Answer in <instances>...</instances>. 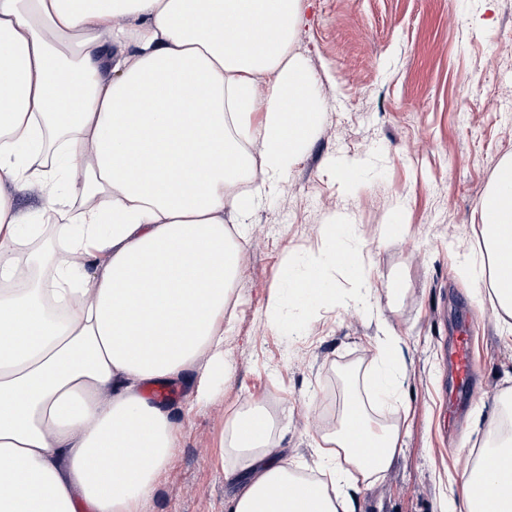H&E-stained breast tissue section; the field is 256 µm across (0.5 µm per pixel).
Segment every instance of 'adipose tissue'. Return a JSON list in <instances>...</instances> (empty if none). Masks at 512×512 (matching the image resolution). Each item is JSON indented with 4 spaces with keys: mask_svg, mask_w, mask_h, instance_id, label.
Instances as JSON below:
<instances>
[{
    "mask_svg": "<svg viewBox=\"0 0 512 512\" xmlns=\"http://www.w3.org/2000/svg\"><path fill=\"white\" fill-rule=\"evenodd\" d=\"M301 19V0H0V512H140L151 495L176 425L142 387L223 367L241 267L229 231L319 120L314 80L289 52ZM68 176L82 197L74 223H57L51 203L26 224L15 193L37 183L52 199ZM479 221L491 293L511 318L512 159ZM403 369L397 338L379 337L380 400ZM272 430L260 411L232 424L229 512H354L340 477L275 461ZM400 446L398 425L349 397L316 448L320 469L342 458L367 481ZM483 453L493 465L467 469L458 512L488 498L512 512V433L491 429Z\"/></svg>",
    "mask_w": 512,
    "mask_h": 512,
    "instance_id": "1",
    "label": "adipose tissue"
}]
</instances>
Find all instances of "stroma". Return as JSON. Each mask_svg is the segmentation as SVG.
<instances>
[{
  "mask_svg": "<svg viewBox=\"0 0 512 512\" xmlns=\"http://www.w3.org/2000/svg\"><path fill=\"white\" fill-rule=\"evenodd\" d=\"M290 52L314 77L320 122L238 242L223 373L202 404L194 373L172 383L179 446L141 512H226L224 472L238 461L223 437L257 407L274 422L276 460L314 469L316 440L363 389L385 331L407 371L397 398L368 409L398 421L402 446L361 485L357 512H449L488 419L512 397V320L481 278L478 214L512 157V0H303ZM340 222L364 276L328 265L334 300L301 302L289 281L310 273L322 230ZM461 327L481 391L451 434L446 353Z\"/></svg>",
  "mask_w": 512,
  "mask_h": 512,
  "instance_id": "35a3bbf8",
  "label": "stroma"
}]
</instances>
